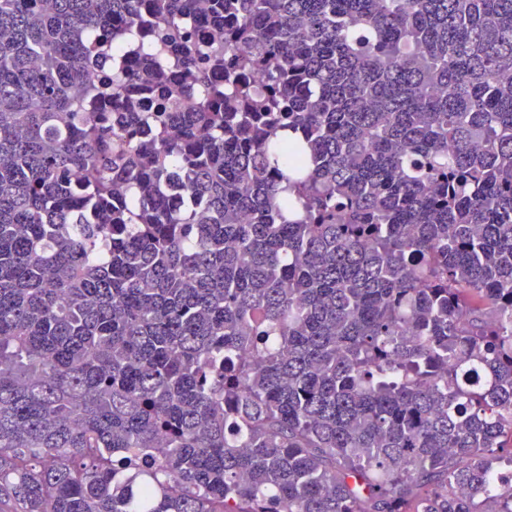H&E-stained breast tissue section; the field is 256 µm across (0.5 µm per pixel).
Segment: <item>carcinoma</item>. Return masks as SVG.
<instances>
[{"instance_id": "obj_1", "label": "carcinoma", "mask_w": 512, "mask_h": 512, "mask_svg": "<svg viewBox=\"0 0 512 512\" xmlns=\"http://www.w3.org/2000/svg\"><path fill=\"white\" fill-rule=\"evenodd\" d=\"M193 2L0 0V512H512V0Z\"/></svg>"}]
</instances>
